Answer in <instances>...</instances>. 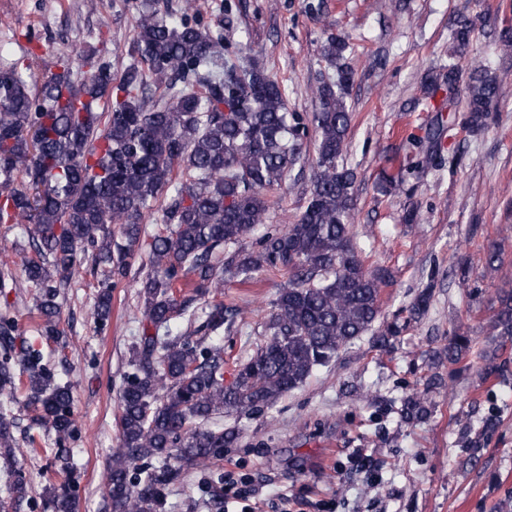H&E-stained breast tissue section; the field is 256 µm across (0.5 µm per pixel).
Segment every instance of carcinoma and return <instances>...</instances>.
<instances>
[{
  "instance_id": "cac0c4a2",
  "label": "carcinoma",
  "mask_w": 512,
  "mask_h": 512,
  "mask_svg": "<svg viewBox=\"0 0 512 512\" xmlns=\"http://www.w3.org/2000/svg\"><path fill=\"white\" fill-rule=\"evenodd\" d=\"M471 22L457 19L453 38L467 46ZM348 41L330 36L321 58L334 76L312 88L316 110L304 117L288 111L278 79L251 57L224 45L219 32L195 16L162 15L146 3L138 9L134 62L118 78L104 56L77 53L60 73L36 78L31 64L0 68V224L33 225L35 256L19 254L26 280L36 289L40 335L57 340L60 288L89 257L106 269L95 297L93 318L104 329L111 319L112 290L149 237L148 274L141 289L142 321L120 392V445L112 453L106 485L116 512H164L166 489L189 472L224 460L238 433L205 427L220 417H251L273 407L372 330L380 314V292L388 272L365 269L351 232L353 169L339 164L347 151L351 113L347 95L355 72ZM84 69L74 94L64 97L60 78ZM462 70L448 64L432 90L459 95ZM468 124L478 128L496 111L506 90L487 67L469 68ZM89 98L87 111L73 100ZM315 132L308 203L298 222L265 232L259 249L243 240L267 222L266 191L282 185ZM159 228L146 235L144 218L154 206ZM236 247L227 264L213 256ZM258 271L287 278L264 325V341L224 385V349L207 344L211 334L236 328L239 310L210 306L197 329L173 333L171 322L189 300L177 284L191 277L204 297L228 273L243 281ZM406 329L397 321L373 334L377 348L391 346ZM490 335L512 339V288L497 295ZM15 320L0 317V395L23 397L34 422L56 435L57 457L77 428L69 384L56 379L34 346L16 344ZM474 357L485 375L496 373V355L476 347L458 331L436 352L438 362L456 366ZM430 384L402 399L400 418L418 421L430 413ZM497 426L488 416L480 431L464 430L465 448L475 454ZM16 419L0 411V459L10 471L12 512L29 494L23 462L16 454ZM143 467L136 468V463ZM77 483L66 464L46 485V512H74Z\"/></svg>"
}]
</instances>
